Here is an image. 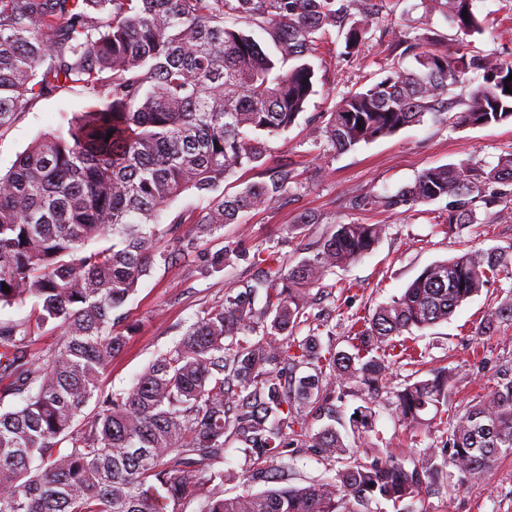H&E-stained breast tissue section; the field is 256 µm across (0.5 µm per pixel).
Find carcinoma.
<instances>
[{"instance_id":"carcinoma-1","label":"carcinoma","mask_w":512,"mask_h":512,"mask_svg":"<svg viewBox=\"0 0 512 512\" xmlns=\"http://www.w3.org/2000/svg\"><path fill=\"white\" fill-rule=\"evenodd\" d=\"M361 6V19L351 10ZM425 15L456 29V49L423 47L400 35L375 61L380 78L341 95L321 135L337 151L389 137L450 112L455 123L512 122V64L475 52L483 32L473 0H420ZM467 17H462V11ZM372 0H0V130L18 112L79 86L100 100L67 128L42 137L0 175V309L34 300V318L0 321V381L22 397L0 410V512H364L384 500L413 512L415 498L464 485L512 456V364L504 365L464 409L453 406L448 371L403 380L394 409L413 431L434 425L440 439L407 459L378 452L353 458L334 475L288 485V448L344 452L333 386L373 392L391 380L385 345L395 336L451 318L491 275L512 269V248L468 251L426 267L398 297L361 325L351 350L294 336L310 322L307 291L328 272L369 253L380 224H338L311 255L289 265L257 255L243 279L202 311L123 392L101 378L128 337L112 312L136 292L156 260L196 255L199 237L269 208L291 189L288 162L232 197L224 179L268 162L267 138L289 128L314 94L304 58L334 28L348 53L360 51L379 22ZM265 29L286 71L239 28ZM411 57L414 65L406 67ZM480 81L467 97L451 87ZM185 192L207 201L193 230L158 248L164 208ZM448 199V224H482L479 209L512 219V154L489 169L468 162L423 170L393 195H354L356 208L389 209ZM105 242L91 248L92 242ZM243 257L229 245L203 262L219 272ZM512 321V301L490 308L477 336ZM60 333L35 352L36 331ZM93 406L92 416L83 411ZM328 423L312 431L313 408ZM358 434L372 428L371 406L355 409ZM241 445L259 493L224 497V445ZM278 462L274 470L266 468ZM453 470H448V467Z\"/></svg>"}]
</instances>
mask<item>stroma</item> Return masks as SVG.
Here are the masks:
<instances>
[{
	"label": "stroma",
	"mask_w": 512,
	"mask_h": 512,
	"mask_svg": "<svg viewBox=\"0 0 512 512\" xmlns=\"http://www.w3.org/2000/svg\"><path fill=\"white\" fill-rule=\"evenodd\" d=\"M391 13L358 57L345 54L343 35L331 33L309 62L315 71V95L296 124L268 138L270 162L293 163L296 182L275 208L241 213L240 223L225 225L214 234L200 237L198 255L173 263L156 262L137 291L119 308L115 328L129 331L125 347L115 354L102 382L106 388L129 389L159 354L179 339L182 327L192 323L213 303L221 301L233 281L251 277L250 261L258 252H275L290 263L307 256L317 240L341 223L380 224L384 232L368 255L345 267L335 268L312 294V313L320 317L317 332L345 348V332L352 320L372 315L375 309L400 295L427 266L463 251L493 245H512V222L475 224L462 232L448 230L446 203L437 200L409 209L390 211L351 208V194H394L414 182L423 170L470 161L491 166L512 152V123L490 127L453 124L451 113L425 116L422 123L407 126L390 137L337 151L317 142L314 126L325 125L329 112L342 93L370 83L375 78L376 57L382 56L396 34L409 33L421 43L436 35H450L449 23L441 16L425 17L419 0H391ZM474 12L485 21L483 34L473 36L475 49L495 53L512 63V0H474ZM83 88L75 87L43 99L19 113L5 131H0V173H6L17 157L38 138L66 126L74 113L93 105ZM314 215L307 230L297 229L301 214ZM236 242L248 257L212 275L200 273V257ZM512 296V278H491L480 294L457 308L450 320L414 332V343L422 354L423 369L453 370L456 407H464L471 396L489 385L496 371L512 363V323L502 324L494 335L476 338L475 330L488 307ZM393 396L383 391L373 398L345 394L336 423L348 455L366 450L353 431L354 409L371 403L376 416L371 443L389 454L405 458L433 441L430 434L411 438L401 425ZM220 469L227 473L224 494L233 497L265 484L249 476V464L237 445L224 449ZM416 512H512V457L500 461L490 473L460 487L449 483L441 495H425L414 503Z\"/></svg>",
	"instance_id": "stroma-1"
}]
</instances>
